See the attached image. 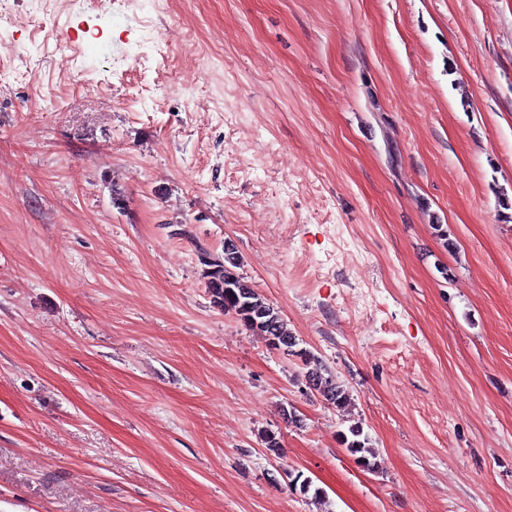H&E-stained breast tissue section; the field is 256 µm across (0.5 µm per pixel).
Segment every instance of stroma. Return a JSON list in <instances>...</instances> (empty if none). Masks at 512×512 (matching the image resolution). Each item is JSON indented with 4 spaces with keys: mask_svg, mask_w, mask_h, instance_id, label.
<instances>
[{
    "mask_svg": "<svg viewBox=\"0 0 512 512\" xmlns=\"http://www.w3.org/2000/svg\"><path fill=\"white\" fill-rule=\"evenodd\" d=\"M27 8L0 512H512V0H52L49 36ZM228 240L346 411L214 304ZM343 444L352 455L358 456V461L366 468L373 469L375 463H372L369 456L373 457L368 444V438L364 435L363 427L359 424L350 425L348 434H343Z\"/></svg>",
    "mask_w": 512,
    "mask_h": 512,
    "instance_id": "stroma-1",
    "label": "stroma"
}]
</instances>
